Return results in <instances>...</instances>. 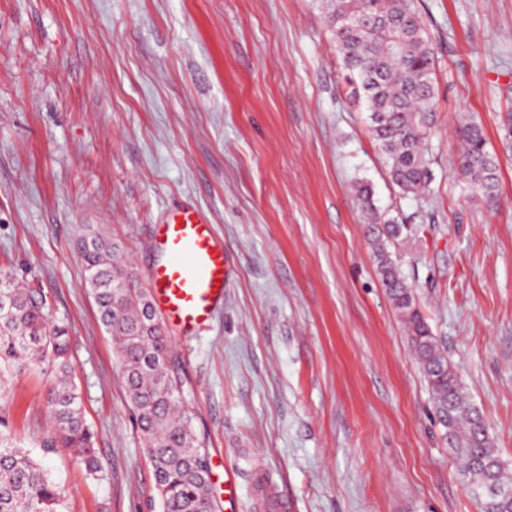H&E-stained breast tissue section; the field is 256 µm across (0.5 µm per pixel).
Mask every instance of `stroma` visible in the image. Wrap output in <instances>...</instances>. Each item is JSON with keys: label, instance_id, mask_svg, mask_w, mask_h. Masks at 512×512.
<instances>
[{"label": "stroma", "instance_id": "1", "mask_svg": "<svg viewBox=\"0 0 512 512\" xmlns=\"http://www.w3.org/2000/svg\"><path fill=\"white\" fill-rule=\"evenodd\" d=\"M438 62L429 196L387 176L312 0H0V270L50 294L68 330L101 479L43 460L69 512H158L118 359L81 259L91 230L144 244L177 208L224 243L227 300L198 336L167 328L185 403L237 512H480L382 288L352 185L407 225L418 305L512 472V0H416ZM479 120L495 201L457 172ZM43 376L0 380L22 447L46 432Z\"/></svg>", "mask_w": 512, "mask_h": 512}]
</instances>
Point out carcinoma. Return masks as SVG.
Masks as SVG:
<instances>
[{"label":"carcinoma","instance_id":"1","mask_svg":"<svg viewBox=\"0 0 512 512\" xmlns=\"http://www.w3.org/2000/svg\"><path fill=\"white\" fill-rule=\"evenodd\" d=\"M323 15L346 73L351 96L369 112L391 182L406 194L430 190L428 159L436 123L435 56L415 0H313ZM458 171L468 190L498 194L499 163L480 122L457 130ZM355 196L369 215L367 242L381 284L405 326L448 447L461 463L481 512H512V477L493 447L488 426L471 404L455 366L421 313L412 283L391 251L407 227L376 212L371 187ZM81 252L97 319L115 341L128 406L143 440L159 512H216L209 493L210 465L184 405L180 361L158 324L147 289L124 264L123 246L98 232ZM37 371L50 382L48 428L41 447L68 448L86 472L101 466L73 378L68 331L52 318L50 296L0 273V374ZM0 512H67L64 487L42 460L20 447L0 420Z\"/></svg>","mask_w":512,"mask_h":512}]
</instances>
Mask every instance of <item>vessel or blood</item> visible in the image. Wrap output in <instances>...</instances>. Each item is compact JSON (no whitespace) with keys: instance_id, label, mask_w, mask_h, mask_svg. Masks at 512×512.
<instances>
[{"instance_id":"b4317fda","label":"vessel or blood","mask_w":512,"mask_h":512,"mask_svg":"<svg viewBox=\"0 0 512 512\" xmlns=\"http://www.w3.org/2000/svg\"><path fill=\"white\" fill-rule=\"evenodd\" d=\"M148 246L161 256L148 273L154 308L185 335L207 330L225 300L224 245L212 224L197 209H175Z\"/></svg>"}]
</instances>
